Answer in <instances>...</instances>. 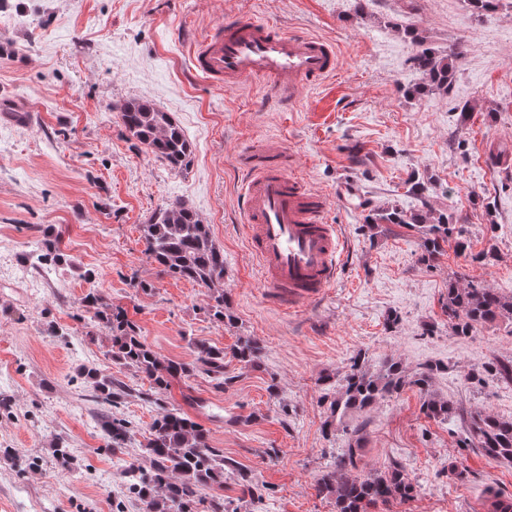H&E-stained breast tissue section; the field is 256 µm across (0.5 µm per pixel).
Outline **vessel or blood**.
Listing matches in <instances>:
<instances>
[{
  "mask_svg": "<svg viewBox=\"0 0 512 512\" xmlns=\"http://www.w3.org/2000/svg\"><path fill=\"white\" fill-rule=\"evenodd\" d=\"M196 71L227 87L261 77L271 100L295 103L302 89L337 67L331 43L254 19H229L197 39ZM241 210L252 252L273 300L288 309L320 299L339 271L345 241L326 223L327 198L314 192L284 151L269 145L242 154Z\"/></svg>",
  "mask_w": 512,
  "mask_h": 512,
  "instance_id": "1",
  "label": "vessel or blood"
}]
</instances>
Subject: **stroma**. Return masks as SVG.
<instances>
[{
    "label": "stroma",
    "mask_w": 512,
    "mask_h": 512,
    "mask_svg": "<svg viewBox=\"0 0 512 512\" xmlns=\"http://www.w3.org/2000/svg\"><path fill=\"white\" fill-rule=\"evenodd\" d=\"M231 17L321 37L339 66L289 110L268 103L264 78L216 86L194 70L191 42ZM409 26L435 52L460 47L447 94L414 96L422 75ZM130 99L181 126L193 149L187 167L171 168L129 136L118 107ZM267 142L297 157L348 245L339 280L292 312L268 299L238 202L236 160ZM505 146L511 8L477 16L466 0H0V512H112L124 467H149L146 439L165 406L200 424L210 446L264 488L261 501L244 499L228 472L223 487L202 488L204 499L241 501V512H335L317 479L347 440L325 422L357 356L373 369L400 359L411 375L441 365V397L512 417V385L490 378L474 392L463 379L512 358V323L457 336L442 311L457 274L512 296V165L489 158ZM416 181L424 193L411 192ZM174 201L209 224L224 251L234 325L211 319L208 288L162 273L145 253L141 225ZM387 201L448 213L467 252L446 244L428 266L415 231L391 224L369 237L364 217ZM39 227L60 235L66 258L45 280L28 258ZM92 289L163 359L192 362L198 340L224 349L231 384L199 373L156 395L142 374L113 363L107 331L82 304ZM51 325L60 336H48ZM242 336L262 345L261 369L232 357ZM83 367L122 385L109 411L130 424L123 447L108 448ZM421 405L407 387L351 417L364 427L359 473L396 463L417 489L411 502L370 512H488L490 495L512 497V463L460 447L459 422L429 419ZM58 444L74 459L70 471L55 464Z\"/></svg>",
    "instance_id": "35a3bbf8"
}]
</instances>
